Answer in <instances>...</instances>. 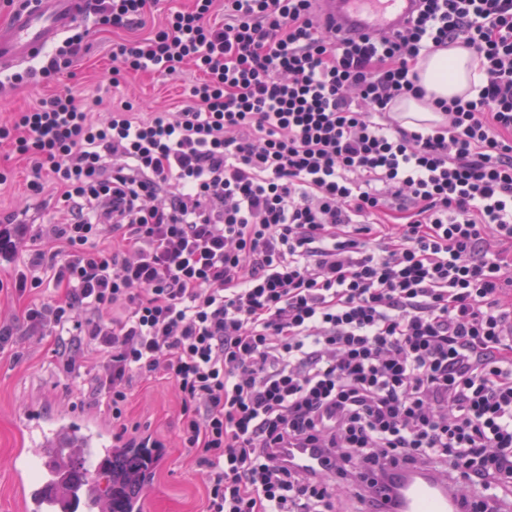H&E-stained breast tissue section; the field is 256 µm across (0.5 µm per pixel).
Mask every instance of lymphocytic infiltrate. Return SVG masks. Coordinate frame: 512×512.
I'll return each instance as SVG.
<instances>
[{
	"label": "lymphocytic infiltrate",
	"instance_id": "f902f5d3",
	"mask_svg": "<svg viewBox=\"0 0 512 512\" xmlns=\"http://www.w3.org/2000/svg\"><path fill=\"white\" fill-rule=\"evenodd\" d=\"M316 2L224 0L218 24L192 0L116 44L113 81L199 72L175 111L95 121L63 89L1 121L55 215L0 229L10 253L30 235L11 299L113 422L134 382L172 381L203 512H364L402 469L512 512V0H419L395 36L345 41ZM156 4L83 11L134 29ZM82 43L10 82L53 80ZM452 45L481 83L397 122ZM291 458L301 467L317 471H327L329 465L325 458L315 448H292Z\"/></svg>",
	"mask_w": 512,
	"mask_h": 512
}]
</instances>
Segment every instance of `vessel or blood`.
Returning <instances> with one entry per match:
<instances>
[{"label": "vessel or blood", "instance_id": "1", "mask_svg": "<svg viewBox=\"0 0 512 512\" xmlns=\"http://www.w3.org/2000/svg\"><path fill=\"white\" fill-rule=\"evenodd\" d=\"M322 19L333 33L358 37L391 34L414 14L418 0H321ZM81 0H22L8 21L0 23V69L38 59L80 18ZM21 434L33 449H20L13 458L14 486L22 512H58L68 501L73 512H103V499L94 483L110 453L107 430L88 415L57 416L47 424L39 408L16 417ZM89 461L85 475L63 479L62 465L74 449ZM291 458L300 466L327 471L325 458L313 448H295ZM380 512H460V503L431 475H408Z\"/></svg>", "mask_w": 512, "mask_h": 512}]
</instances>
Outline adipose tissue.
I'll return each instance as SVG.
<instances>
[{
	"label": "adipose tissue",
	"mask_w": 512,
	"mask_h": 512,
	"mask_svg": "<svg viewBox=\"0 0 512 512\" xmlns=\"http://www.w3.org/2000/svg\"><path fill=\"white\" fill-rule=\"evenodd\" d=\"M417 70L420 83L426 91L423 99H408L398 104V111L426 122L440 121L433 101L465 94L471 82L481 81L478 64L470 52L460 46H451L420 61Z\"/></svg>",
	"instance_id": "obj_1"
}]
</instances>
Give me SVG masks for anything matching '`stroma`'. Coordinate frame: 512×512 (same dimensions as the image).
I'll return each mask as SVG.
<instances>
[{"label": "stroma", "mask_w": 512, "mask_h": 512, "mask_svg": "<svg viewBox=\"0 0 512 512\" xmlns=\"http://www.w3.org/2000/svg\"><path fill=\"white\" fill-rule=\"evenodd\" d=\"M162 18V13L157 12L147 17L143 28L112 31L98 28L92 17H83L75 27L87 46L83 58L63 70L54 86H0V120L17 109L35 105L53 87L71 89L82 103L98 96L107 101L129 99L147 112L181 105L186 85L197 78L190 69L176 80L142 75L127 77L116 89L109 83L113 45L145 36ZM87 387V382L73 380L63 373L52 339L27 337L0 354V512H18L10 492L12 460L18 445L16 412L32 402L48 414L81 412L111 426V413L92 401ZM126 423L136 427L138 435H149L165 444L164 460L153 477L152 512H202L204 485L191 453L181 442L180 407L171 381L158 378L136 384Z\"/></svg>", "instance_id": "obj_1"}]
</instances>
